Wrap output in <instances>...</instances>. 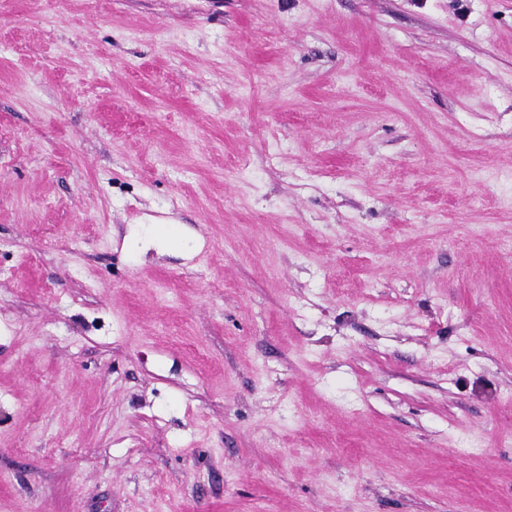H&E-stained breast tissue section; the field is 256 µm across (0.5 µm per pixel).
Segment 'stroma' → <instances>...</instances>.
Masks as SVG:
<instances>
[{
	"label": "stroma",
	"instance_id": "stroma-1",
	"mask_svg": "<svg viewBox=\"0 0 512 512\" xmlns=\"http://www.w3.org/2000/svg\"><path fill=\"white\" fill-rule=\"evenodd\" d=\"M0 512H512V0H0Z\"/></svg>",
	"mask_w": 512,
	"mask_h": 512
}]
</instances>
